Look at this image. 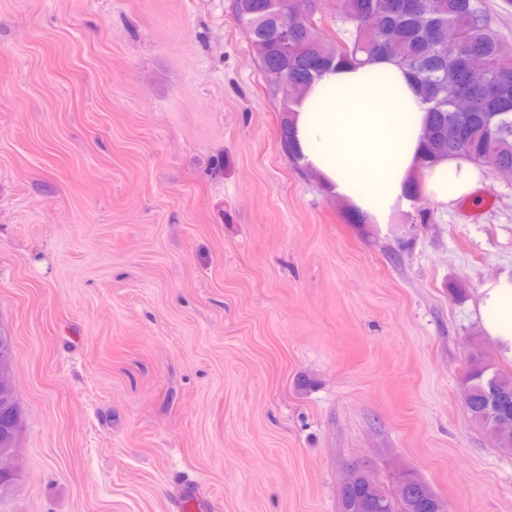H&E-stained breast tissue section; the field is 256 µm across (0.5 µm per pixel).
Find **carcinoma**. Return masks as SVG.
<instances>
[{
  "instance_id": "1",
  "label": "carcinoma",
  "mask_w": 512,
  "mask_h": 512,
  "mask_svg": "<svg viewBox=\"0 0 512 512\" xmlns=\"http://www.w3.org/2000/svg\"><path fill=\"white\" fill-rule=\"evenodd\" d=\"M345 35L334 44L318 31L314 0H233L268 89L281 97V139L297 159L289 104L322 72L337 63L392 60L418 83L428 105L425 158L460 156L492 170L512 169V45L492 26L485 0H335ZM377 18L372 29L367 17ZM463 393L469 418L497 448L512 454V376L503 375L473 352ZM424 491L401 500L395 512H446L445 502L424 481ZM341 512H359L365 499L386 491L367 473L339 491Z\"/></svg>"
}]
</instances>
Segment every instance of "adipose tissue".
I'll use <instances>...</instances> for the list:
<instances>
[{
	"instance_id": "adipose-tissue-1",
	"label": "adipose tissue",
	"mask_w": 512,
	"mask_h": 512,
	"mask_svg": "<svg viewBox=\"0 0 512 512\" xmlns=\"http://www.w3.org/2000/svg\"><path fill=\"white\" fill-rule=\"evenodd\" d=\"M426 123L427 106L406 71L376 60L338 64L314 79L293 105L291 135L300 163L323 189L383 230L411 211L412 183L423 182L429 197L448 206L484 179L482 168L463 158L423 163ZM478 294L484 331L512 360V271L487 280Z\"/></svg>"
}]
</instances>
